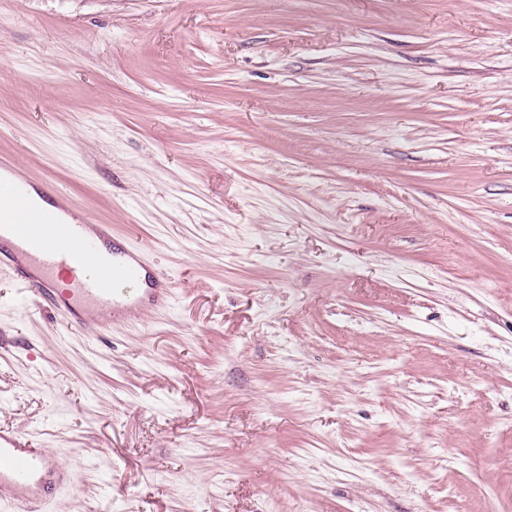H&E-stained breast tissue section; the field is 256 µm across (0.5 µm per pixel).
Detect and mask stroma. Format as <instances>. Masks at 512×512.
Instances as JSON below:
<instances>
[{"label":"stroma","instance_id":"35a3bbf8","mask_svg":"<svg viewBox=\"0 0 512 512\" xmlns=\"http://www.w3.org/2000/svg\"><path fill=\"white\" fill-rule=\"evenodd\" d=\"M1 156L174 287L0 267L49 512H512V0H0Z\"/></svg>","mask_w":512,"mask_h":512}]
</instances>
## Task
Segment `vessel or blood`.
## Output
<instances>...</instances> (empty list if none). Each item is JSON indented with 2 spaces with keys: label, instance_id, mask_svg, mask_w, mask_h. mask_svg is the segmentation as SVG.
Instances as JSON below:
<instances>
[{
  "label": "vessel or blood",
  "instance_id": "b4317fda",
  "mask_svg": "<svg viewBox=\"0 0 512 512\" xmlns=\"http://www.w3.org/2000/svg\"><path fill=\"white\" fill-rule=\"evenodd\" d=\"M10 162L0 159V266L8 267L35 294L88 337L109 329L111 319H140L139 309L167 307L172 291L160 287L144 260L143 250L131 245L104 257L100 245L112 229L75 218L57 223L53 212L35 205L26 184L11 175ZM53 227L43 235L42 225ZM73 476L53 454L31 447L16 435H0V503L13 512H42Z\"/></svg>",
  "mask_w": 512,
  "mask_h": 512
}]
</instances>
